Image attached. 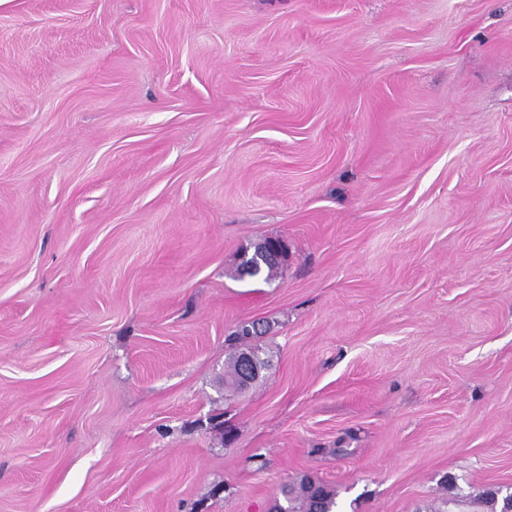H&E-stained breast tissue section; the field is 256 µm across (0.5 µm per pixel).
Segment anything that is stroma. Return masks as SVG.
<instances>
[{
  "mask_svg": "<svg viewBox=\"0 0 512 512\" xmlns=\"http://www.w3.org/2000/svg\"><path fill=\"white\" fill-rule=\"evenodd\" d=\"M305 476L337 512L512 493V0H5L0 512ZM259 245L260 243L254 246L252 252H249L247 249L241 252L238 272L241 277H245L246 266L250 264L254 268V272L247 275L248 277H264V279L268 281L273 276L275 270L278 268L282 258L286 253L278 262L270 263L268 259L265 258V255L259 252ZM250 327H252V329H250ZM259 334L261 333H259L255 325L252 324L251 326H242L239 330H237V332H235L233 336H229V340L231 342V351L224 369V390L233 393L241 392L242 390L257 382L261 376L262 371L265 370L268 366L269 361L266 358L261 357L259 348L248 346L249 339L258 336ZM244 352L248 353L242 354L241 358L242 364L244 366V375L242 377L243 382L247 383L250 379V374L256 373V366L253 357L255 358L259 369L258 374L249 384L245 386H243L239 381L241 374L239 356ZM249 353H251L253 357Z\"/></svg>",
  "mask_w": 512,
  "mask_h": 512,
  "instance_id": "35a3bbf8",
  "label": "stroma"
}]
</instances>
